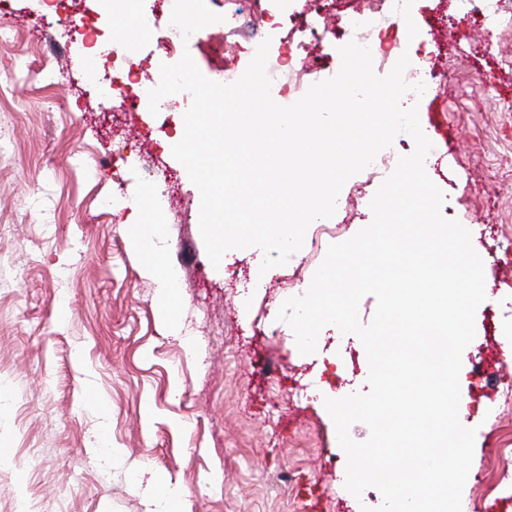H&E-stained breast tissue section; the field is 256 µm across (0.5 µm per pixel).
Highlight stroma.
<instances>
[{
	"instance_id": "1",
	"label": "stroma",
	"mask_w": 512,
	"mask_h": 512,
	"mask_svg": "<svg viewBox=\"0 0 512 512\" xmlns=\"http://www.w3.org/2000/svg\"><path fill=\"white\" fill-rule=\"evenodd\" d=\"M334 27L313 41L310 76L280 80L279 105L335 76L338 49L358 0H328ZM315 0H282L279 27L239 35L234 59L222 54L224 28L189 45L203 75L246 70L262 38L269 61L300 39ZM74 0H0V26L16 39L0 46V512L18 501L54 503L57 512H165L163 497L135 490L182 487L192 512H362L382 502L373 487L345 488L346 456L324 406L368 391L369 363L357 336L324 327L317 350L300 354L277 318L302 295L330 244L371 223L370 202L413 139L399 134L388 161L343 186L329 235L303 244L285 265L260 272L261 249H235L213 266L199 230L200 193L170 144L184 127L189 93L147 107L101 109L114 41L136 22L100 18L85 7L99 41L76 39ZM363 30L386 54L387 75L410 53L433 89L418 102L432 143L426 172L442 189V214L468 227L482 256L487 300L462 353L480 370L482 390L464 387L476 427L467 512H512V363L496 353L512 338V35L488 49L473 18L454 0H406L400 26L368 20ZM167 20L128 42L141 79L164 61L158 46L181 38ZM125 40V39H124ZM97 57V77L86 63ZM54 73L46 85L45 73ZM167 188L160 217L163 254L178 269L179 324L161 315V290L144 272L125 222L127 200ZM180 381L171 395L172 381ZM115 452L92 453L99 433ZM107 480H100V471Z\"/></svg>"
}]
</instances>
